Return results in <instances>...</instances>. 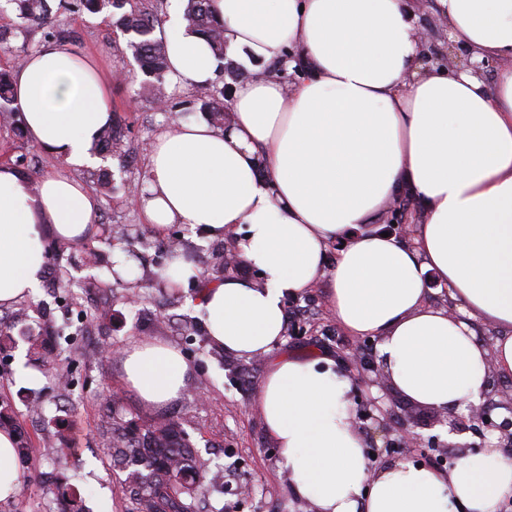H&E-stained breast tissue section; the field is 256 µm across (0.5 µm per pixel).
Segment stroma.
I'll return each instance as SVG.
<instances>
[{
    "label": "stroma",
    "mask_w": 512,
    "mask_h": 512,
    "mask_svg": "<svg viewBox=\"0 0 512 512\" xmlns=\"http://www.w3.org/2000/svg\"><path fill=\"white\" fill-rule=\"evenodd\" d=\"M66 21L79 34L76 49L112 77L111 105L122 119L127 153L122 159L101 161L112 172V191L97 197L96 231L86 247L47 252L39 294L28 302V321H13L9 309L0 308V330L14 339L0 350V398L12 402L33 447L28 460L17 465L19 482L26 487L24 497L0 501V512H61L56 485L61 475L69 487L80 491L87 512H132L133 500L124 489L126 474L113 467L101 437L100 417L106 411L117 421L137 426L159 419L181 422L189 446L208 464L201 486L206 512H310V504L292 492L285 463L264 427L259 392L266 357L221 360L205 332L197 283L183 281L169 295L153 282L170 258L171 240H179L204 272L217 251L234 249V236L212 237L185 224L156 229L130 200L145 185L158 132L181 118H199V99L205 91L168 85V106L159 108L125 40L103 15L71 14ZM0 155L10 161L22 155L35 157L40 175L61 164L38 151L27 135L10 128L0 127ZM141 237L150 245L140 253L135 278L111 281L107 261ZM90 278L111 282L112 305L110 313L99 318L95 333L87 335L84 319L95 314L96 307L90 297L80 296L78 285ZM284 304L304 305L308 311L288 320L282 349L326 352L336 358L355 351L375 354V339L350 335L336 323L326 304L325 282L286 297ZM35 325L57 355L53 364H43L28 353L26 338ZM133 340L167 344L188 362L183 393L170 406L147 408L125 385L124 349ZM491 383L496 389L492 427L480 433L460 432L455 442L449 439L448 423L439 420L434 409L376 386L353 393L359 407L353 426L366 436L376 432L373 416L361 410L370 399L386 413L408 415L419 445L404 449L401 460L445 470L450 462L440 456V445L464 451L505 447L506 435L512 433V409L507 406L512 381L495 376Z\"/></svg>",
    "instance_id": "35a3bbf8"
}]
</instances>
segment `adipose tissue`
Returning <instances> with one entry per match:
<instances>
[{
  "label": "adipose tissue",
  "instance_id": "ef3b65f1",
  "mask_svg": "<svg viewBox=\"0 0 512 512\" xmlns=\"http://www.w3.org/2000/svg\"><path fill=\"white\" fill-rule=\"evenodd\" d=\"M241 69L230 127L175 122L147 164L141 207L151 224L237 235L259 280L209 285L200 307L211 343L269 356L259 406L296 497L316 512H498L512 500V456L485 448L441 472L398 462L373 468L352 424L353 381L330 354L273 355L285 296L328 277V307L412 403L481 406L491 377L512 379V69L494 85L469 73L423 72L404 0H214ZM451 40L475 60L512 58V0H435ZM169 81L211 83L206 39L179 13L165 23ZM296 51L306 73L294 76ZM30 142L62 160L30 188L0 166V305L36 297L45 237L78 243L98 204L70 174L93 168L112 122L111 85L89 57L48 42L14 73ZM410 191L421 207L413 245L375 225ZM341 248L328 263L332 242ZM444 287L456 314L429 301ZM494 326L490 342L476 326ZM189 371L174 348L131 343L125 381L148 406L178 399Z\"/></svg>",
  "mask_w": 512,
  "mask_h": 512
}]
</instances>
